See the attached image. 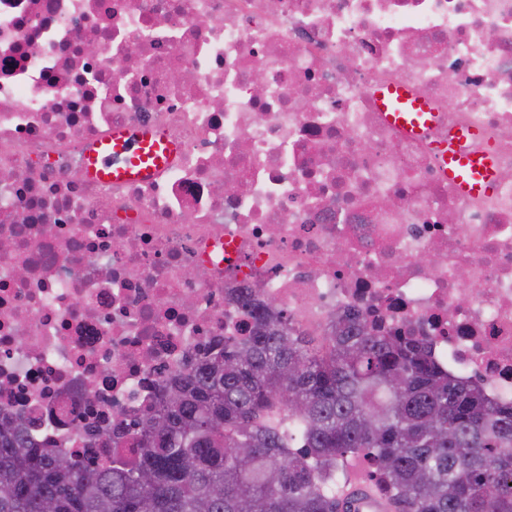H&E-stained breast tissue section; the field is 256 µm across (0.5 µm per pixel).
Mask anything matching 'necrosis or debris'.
Here are the masks:
<instances>
[{"label": "necrosis or debris", "mask_w": 512, "mask_h": 512, "mask_svg": "<svg viewBox=\"0 0 512 512\" xmlns=\"http://www.w3.org/2000/svg\"><path fill=\"white\" fill-rule=\"evenodd\" d=\"M391 88L435 126H394ZM118 126L178 151L89 180ZM458 130L488 194L441 167ZM247 288L317 336L358 313L425 337L512 405V0H0V418L106 456L99 429L252 334Z\"/></svg>", "instance_id": "4bbe7bcc"}]
</instances>
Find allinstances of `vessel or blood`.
Instances as JSON below:
<instances>
[{"instance_id":"vessel-or-blood-1","label":"vessel or blood","mask_w":512,"mask_h":512,"mask_svg":"<svg viewBox=\"0 0 512 512\" xmlns=\"http://www.w3.org/2000/svg\"><path fill=\"white\" fill-rule=\"evenodd\" d=\"M382 104L390 107V117L420 130V113L427 107L419 101H409L404 91L395 89L382 97ZM174 148L161 135L147 129H123L100 140L85 154V163L91 177L98 181L141 182L153 178L164 160L172 158ZM448 162V176L460 189L470 194L488 192L495 180L496 170L490 153L463 154L443 151ZM352 512H384L385 500L378 494L359 490L350 501Z\"/></svg>"}]
</instances>
